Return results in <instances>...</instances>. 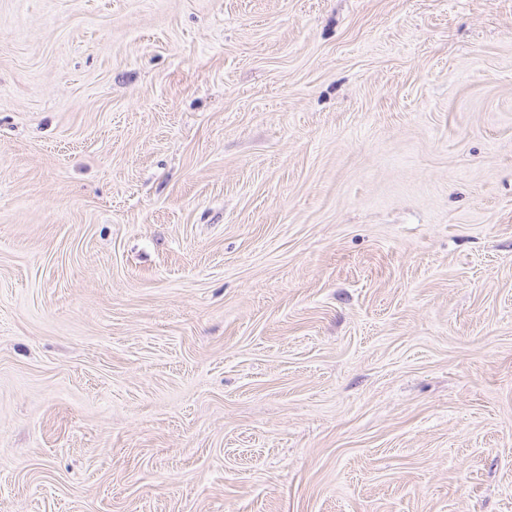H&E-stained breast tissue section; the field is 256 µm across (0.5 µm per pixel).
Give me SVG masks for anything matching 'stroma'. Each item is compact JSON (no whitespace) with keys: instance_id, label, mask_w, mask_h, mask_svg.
<instances>
[{"instance_id":"stroma-1","label":"stroma","mask_w":512,"mask_h":512,"mask_svg":"<svg viewBox=\"0 0 512 512\" xmlns=\"http://www.w3.org/2000/svg\"><path fill=\"white\" fill-rule=\"evenodd\" d=\"M0 512H512V0H0Z\"/></svg>"}]
</instances>
